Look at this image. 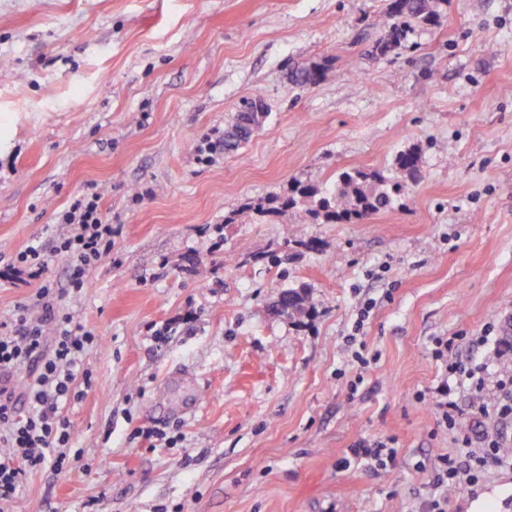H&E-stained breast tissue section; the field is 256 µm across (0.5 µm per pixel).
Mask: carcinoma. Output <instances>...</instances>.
Returning <instances> with one entry per match:
<instances>
[{
	"mask_svg": "<svg viewBox=\"0 0 512 512\" xmlns=\"http://www.w3.org/2000/svg\"><path fill=\"white\" fill-rule=\"evenodd\" d=\"M442 3L443 0H391L379 20L380 50L388 52L399 47L409 22L428 20L437 14ZM291 79L302 87L314 85L319 79V69L315 65L302 67L292 72ZM263 115L260 102L246 103L237 113L235 123L224 132V151L236 150L247 142L259 127ZM396 166L414 176L419 172L418 156L413 151L402 152L396 158ZM401 188L400 184L387 187L385 181L375 173L346 171L340 175L335 192L323 195L313 187L303 186L298 189L297 196L287 198L282 207L292 209L300 205L312 216H321L330 223H360L389 208L393 195ZM279 306L290 317L307 313L310 308L308 289L299 287L283 291Z\"/></svg>",
	"mask_w": 512,
	"mask_h": 512,
	"instance_id": "obj_1",
	"label": "carcinoma"
}]
</instances>
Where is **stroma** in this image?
Here are the masks:
<instances>
[{"instance_id": "35a3bbf8", "label": "stroma", "mask_w": 512, "mask_h": 512, "mask_svg": "<svg viewBox=\"0 0 512 512\" xmlns=\"http://www.w3.org/2000/svg\"><path fill=\"white\" fill-rule=\"evenodd\" d=\"M387 2L0 0V253L51 243L93 185L113 229L79 297L64 259L44 274L98 339L93 386L64 409L79 460L29 475L9 512H422L461 433L512 436L467 386L451 428L433 394L435 338L465 361L512 350V0H445L382 54ZM251 98L261 127L205 160ZM355 168L405 185L365 223L254 212ZM300 285L311 315L278 313ZM37 287L0 264V321ZM360 439L392 442L394 467L337 469ZM448 509L512 512V468Z\"/></svg>"}]
</instances>
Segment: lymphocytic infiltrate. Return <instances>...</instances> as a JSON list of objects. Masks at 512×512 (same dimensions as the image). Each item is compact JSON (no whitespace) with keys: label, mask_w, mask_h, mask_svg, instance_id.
Returning a JSON list of instances; mask_svg holds the SVG:
<instances>
[{"label":"lymphocytic infiltrate","mask_w":512,"mask_h":512,"mask_svg":"<svg viewBox=\"0 0 512 512\" xmlns=\"http://www.w3.org/2000/svg\"><path fill=\"white\" fill-rule=\"evenodd\" d=\"M101 200L100 192H84L60 213L58 220L65 229L52 244L31 240L24 250L0 253V262L41 278L52 258L65 259L70 287L80 293L90 265L112 251V227L104 219ZM35 300L38 316H30L22 307L10 320L0 322V506L13 501L28 474L46 467L59 473L69 469L74 432L63 409L81 400L91 384L84 358L96 342L95 335L62 311L60 291L53 284L42 281ZM435 344V357L445 361V380L438 388L443 422H455L456 405L448 399L454 380L468 384L480 412L511 421L512 369H501L493 380L488 363L445 358L451 340L439 338ZM24 370L32 379L19 390L14 380ZM493 465L512 466V453L504 451L500 440L477 448L470 436H462L455 453L440 458L433 468L436 492L427 498L425 512H448V489L473 490Z\"/></svg>","instance_id":"obj_1"}]
</instances>
